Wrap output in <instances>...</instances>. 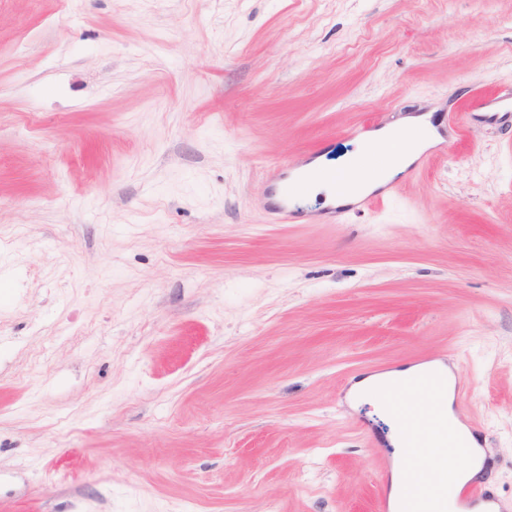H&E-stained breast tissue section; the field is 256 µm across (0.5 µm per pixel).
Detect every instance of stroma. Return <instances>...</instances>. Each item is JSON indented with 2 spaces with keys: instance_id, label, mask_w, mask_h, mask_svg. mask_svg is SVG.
<instances>
[{
  "instance_id": "1",
  "label": "stroma",
  "mask_w": 512,
  "mask_h": 512,
  "mask_svg": "<svg viewBox=\"0 0 512 512\" xmlns=\"http://www.w3.org/2000/svg\"><path fill=\"white\" fill-rule=\"evenodd\" d=\"M498 90L512 0H0V512H378L348 388L424 358L512 506V111L337 224L266 180Z\"/></svg>"
}]
</instances>
